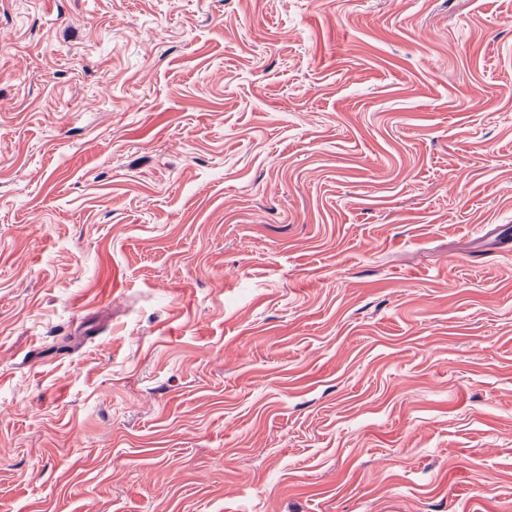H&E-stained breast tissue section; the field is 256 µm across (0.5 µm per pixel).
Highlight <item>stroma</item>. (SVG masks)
<instances>
[{
	"instance_id": "obj_1",
	"label": "stroma",
	"mask_w": 512,
	"mask_h": 512,
	"mask_svg": "<svg viewBox=\"0 0 512 512\" xmlns=\"http://www.w3.org/2000/svg\"><path fill=\"white\" fill-rule=\"evenodd\" d=\"M512 0H0V512H512Z\"/></svg>"
}]
</instances>
